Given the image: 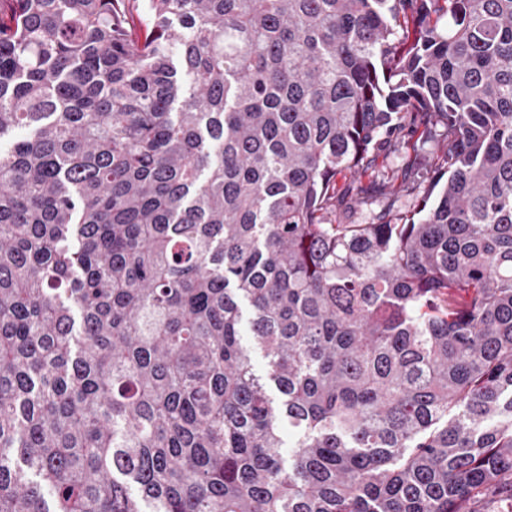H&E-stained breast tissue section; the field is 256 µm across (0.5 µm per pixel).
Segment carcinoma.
Instances as JSON below:
<instances>
[{
	"instance_id": "cac0c4a2",
	"label": "carcinoma",
	"mask_w": 512,
	"mask_h": 512,
	"mask_svg": "<svg viewBox=\"0 0 512 512\" xmlns=\"http://www.w3.org/2000/svg\"><path fill=\"white\" fill-rule=\"evenodd\" d=\"M135 3L0 0V512H512V0ZM401 143L403 145L401 144V150L399 152H390L385 156H380L376 161V167L374 169L376 173L388 172L391 174L392 171H396L399 175L396 182L397 185L403 182L401 167L403 164V157L405 155H409L412 159L415 158V168L417 169L430 171L436 164V159L431 153L433 145L430 143L423 145L420 138V132L413 138L408 139L406 137L405 142L403 140Z\"/></svg>"
}]
</instances>
